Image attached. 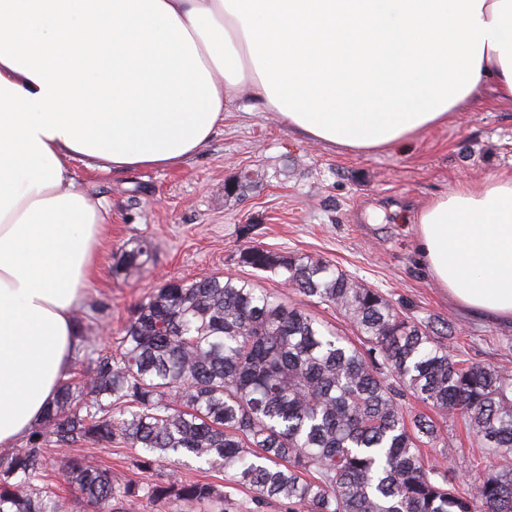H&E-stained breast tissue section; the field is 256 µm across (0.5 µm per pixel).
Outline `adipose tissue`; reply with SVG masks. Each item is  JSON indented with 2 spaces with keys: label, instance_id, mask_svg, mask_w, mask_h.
I'll use <instances>...</instances> for the list:
<instances>
[{
  "label": "adipose tissue",
  "instance_id": "obj_1",
  "mask_svg": "<svg viewBox=\"0 0 512 512\" xmlns=\"http://www.w3.org/2000/svg\"><path fill=\"white\" fill-rule=\"evenodd\" d=\"M488 83L512 104V0H0V447L65 379L98 273L107 219L72 160L178 165L232 102L381 153ZM415 230L461 310L512 326V173L433 198Z\"/></svg>",
  "mask_w": 512,
  "mask_h": 512
}]
</instances>
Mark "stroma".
Returning a JSON list of instances; mask_svg holds the SVG:
<instances>
[{"instance_id":"35a3bbf8","label":"stroma","mask_w":512,"mask_h":512,"mask_svg":"<svg viewBox=\"0 0 512 512\" xmlns=\"http://www.w3.org/2000/svg\"><path fill=\"white\" fill-rule=\"evenodd\" d=\"M71 167L76 189L101 200L110 222L99 274L82 305L97 346H113L137 305L165 280L202 276L256 280L350 333L335 308L308 301L272 273L239 264L240 246L250 243L324 259L387 294L413 319L450 323L452 344L463 358L512 374V328L455 308L421 268L413 229L416 212L434 197L512 170V106L499 103L492 91L451 114L446 125L385 154L315 145L273 113L246 116L233 109L177 166L112 173L76 159ZM246 170L258 173L257 183L234 191ZM144 238L152 247L139 269L117 271L122 251ZM49 456L69 512H91L65 477L69 459L111 468L121 481L149 475L136 468L133 450L115 445L54 448Z\"/></svg>"}]
</instances>
